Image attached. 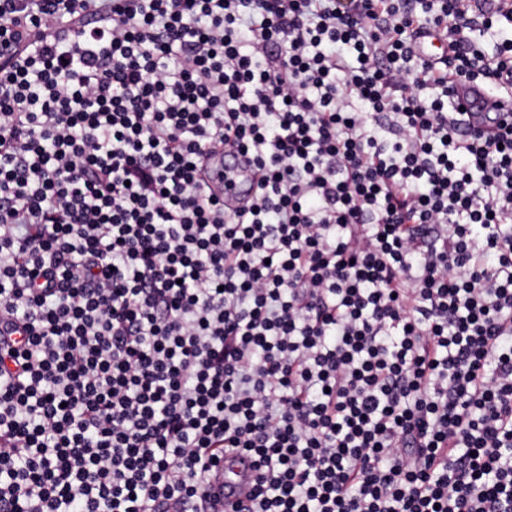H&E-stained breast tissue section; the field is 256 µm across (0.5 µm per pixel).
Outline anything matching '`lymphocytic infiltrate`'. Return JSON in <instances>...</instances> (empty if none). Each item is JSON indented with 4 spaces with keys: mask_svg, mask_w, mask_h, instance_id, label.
I'll list each match as a JSON object with an SVG mask.
<instances>
[{
    "mask_svg": "<svg viewBox=\"0 0 512 512\" xmlns=\"http://www.w3.org/2000/svg\"><path fill=\"white\" fill-rule=\"evenodd\" d=\"M502 19L0 0V512H209L241 456L240 512H512V122L454 97L512 105ZM458 100L468 101L472 107V112H485L482 109L483 102L487 99L484 88L477 83L466 82L456 87Z\"/></svg>",
    "mask_w": 512,
    "mask_h": 512,
    "instance_id": "obj_1",
    "label": "lymphocytic infiltrate"
}]
</instances>
